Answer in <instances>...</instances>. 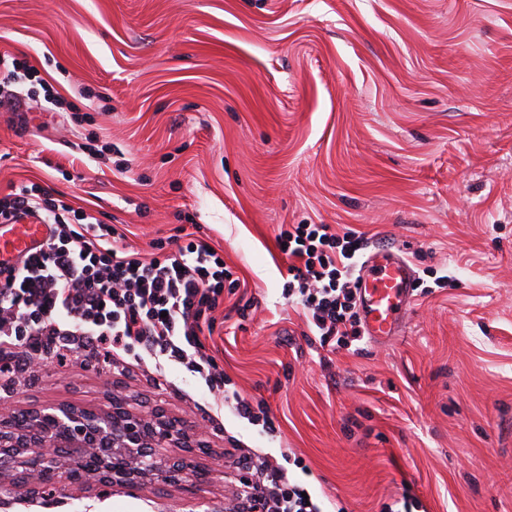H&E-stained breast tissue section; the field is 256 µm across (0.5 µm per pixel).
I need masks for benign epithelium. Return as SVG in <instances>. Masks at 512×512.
I'll return each mask as SVG.
<instances>
[{"mask_svg": "<svg viewBox=\"0 0 512 512\" xmlns=\"http://www.w3.org/2000/svg\"><path fill=\"white\" fill-rule=\"evenodd\" d=\"M169 445L185 449V455L161 456L159 449ZM197 448L185 429L156 413H131L118 395L107 412L38 408L18 424L0 419V485L21 489L32 501L52 482L80 491L95 483L180 486L189 482L188 457Z\"/></svg>", "mask_w": 512, "mask_h": 512, "instance_id": "obj_1", "label": "benign epithelium"}]
</instances>
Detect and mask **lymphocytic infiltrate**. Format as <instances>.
<instances>
[{
  "mask_svg": "<svg viewBox=\"0 0 512 512\" xmlns=\"http://www.w3.org/2000/svg\"><path fill=\"white\" fill-rule=\"evenodd\" d=\"M0 224L45 227L29 251L0 260L1 367L74 352L117 367L131 356L151 360L158 374L182 364L210 393H225L230 380L204 330L233 273L209 243L192 238L177 252L148 256L126 251L115 244V226L26 185L0 198ZM276 241L290 260L284 297L303 308L320 345L351 350L362 336L353 270L368 238L326 224H288ZM232 465L254 476L241 484L232 512H321L276 457L247 452Z\"/></svg>",
  "mask_w": 512,
  "mask_h": 512,
  "instance_id": "lymphocytic-infiltrate-1",
  "label": "lymphocytic infiltrate"
}]
</instances>
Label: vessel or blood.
Listing matches in <instances>:
<instances>
[{
    "instance_id": "1",
    "label": "vessel or blood",
    "mask_w": 512,
    "mask_h": 512,
    "mask_svg": "<svg viewBox=\"0 0 512 512\" xmlns=\"http://www.w3.org/2000/svg\"><path fill=\"white\" fill-rule=\"evenodd\" d=\"M415 272L404 258L390 251L371 255L360 271V316L370 340L398 335L413 302Z\"/></svg>"
}]
</instances>
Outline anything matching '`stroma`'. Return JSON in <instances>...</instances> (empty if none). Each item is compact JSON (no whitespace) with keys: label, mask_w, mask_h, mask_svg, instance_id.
I'll return each mask as SVG.
<instances>
[{"label":"stroma","mask_w":512,"mask_h":512,"mask_svg":"<svg viewBox=\"0 0 512 512\" xmlns=\"http://www.w3.org/2000/svg\"><path fill=\"white\" fill-rule=\"evenodd\" d=\"M0 54L23 74L0 103V197L39 186L144 255L195 234L239 280L208 340L222 412L180 364L161 389L149 362L0 373V413L114 393L162 410L209 447V482L0 490V512H229L232 448L301 458L347 512L406 492L418 512H512V0H0ZM284 224L404 256L424 285L401 334L321 346L283 295ZM236 410L241 418L247 419L253 425H259L261 422L262 428L268 432H276L274 421L270 416V410L267 404L262 401H252L237 398Z\"/></svg>","instance_id":"35a3bbf8"}]
</instances>
